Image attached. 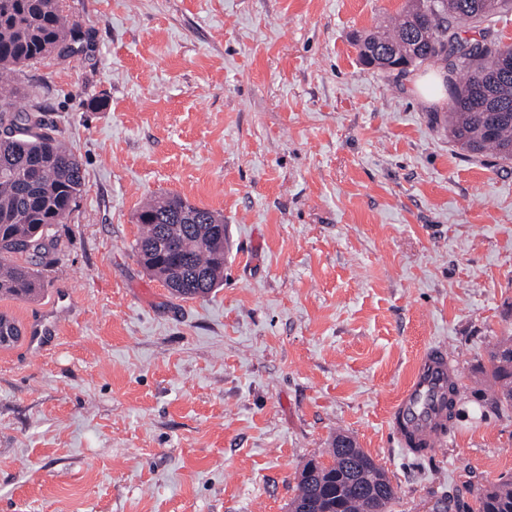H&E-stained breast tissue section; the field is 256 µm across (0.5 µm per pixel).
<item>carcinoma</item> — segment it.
I'll list each match as a JSON object with an SVG mask.
<instances>
[{
    "mask_svg": "<svg viewBox=\"0 0 512 512\" xmlns=\"http://www.w3.org/2000/svg\"><path fill=\"white\" fill-rule=\"evenodd\" d=\"M61 0H0V78L22 71L51 52H77L80 27L63 14ZM512 0H409L408 8L360 40V57L381 71L413 55L418 65L441 60L455 76L445 122L448 136L473 156L512 159V45L483 35H461L498 14ZM18 88L0 89V296L34 298L48 282L40 268L60 251L54 227L72 213L85 187L82 163L39 109L17 106ZM142 235L135 252L145 269L181 298H206L224 279V219L179 196L147 202L137 214ZM489 376L502 390L496 403L512 406V337L489 354ZM332 463L311 459L298 472L289 504L309 512H369L395 498L383 487L372 504L350 476L373 463L363 449L344 455L331 444ZM477 512H512V480L480 490Z\"/></svg>",
    "mask_w": 512,
    "mask_h": 512,
    "instance_id": "obj_1",
    "label": "carcinoma"
}]
</instances>
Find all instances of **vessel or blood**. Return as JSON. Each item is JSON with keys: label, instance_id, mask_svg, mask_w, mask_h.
<instances>
[{"label": "vessel or blood", "instance_id": "b4317fda", "mask_svg": "<svg viewBox=\"0 0 512 512\" xmlns=\"http://www.w3.org/2000/svg\"><path fill=\"white\" fill-rule=\"evenodd\" d=\"M459 381V364L446 345L428 347L418 357L388 415L389 432L405 454L431 456L447 438L448 386Z\"/></svg>", "mask_w": 512, "mask_h": 512}]
</instances>
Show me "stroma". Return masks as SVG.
<instances>
[{"label": "stroma", "instance_id": "35a3bbf8", "mask_svg": "<svg viewBox=\"0 0 512 512\" xmlns=\"http://www.w3.org/2000/svg\"><path fill=\"white\" fill-rule=\"evenodd\" d=\"M407 0H61L84 34L14 76L86 187L38 299H0V512H288L350 435L389 512H476L512 478L488 354L512 336V161L448 137L430 66H364ZM223 215L224 281L177 298L140 263L142 203ZM443 342L463 391L445 444L387 415Z\"/></svg>", "mask_w": 512, "mask_h": 512}]
</instances>
